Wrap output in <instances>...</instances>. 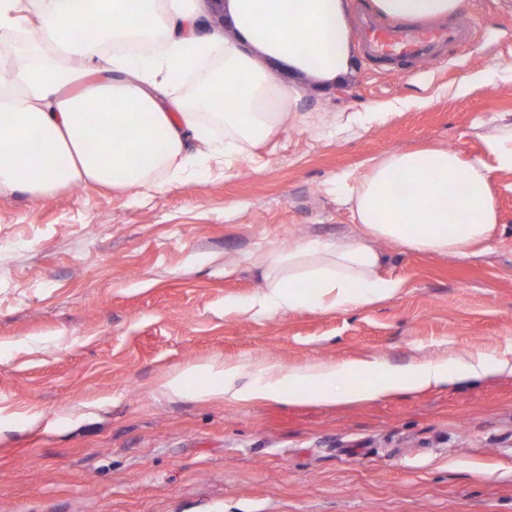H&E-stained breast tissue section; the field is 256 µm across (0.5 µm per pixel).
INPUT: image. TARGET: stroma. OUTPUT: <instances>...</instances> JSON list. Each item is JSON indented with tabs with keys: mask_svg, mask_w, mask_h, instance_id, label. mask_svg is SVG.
<instances>
[{
	"mask_svg": "<svg viewBox=\"0 0 512 512\" xmlns=\"http://www.w3.org/2000/svg\"><path fill=\"white\" fill-rule=\"evenodd\" d=\"M460 17L472 37L441 65L374 61L355 40L329 87L271 64L308 85L310 119L229 168L160 190L0 191V512H512V375L336 406L163 387L227 361L512 359L511 172L495 175L489 250L380 240L393 298L248 309L265 252L361 236L342 176L424 143L481 158L483 134L512 122V0H462Z\"/></svg>",
	"mask_w": 512,
	"mask_h": 512,
	"instance_id": "35a3bbf8",
	"label": "stroma"
}]
</instances>
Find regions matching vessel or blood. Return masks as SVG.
I'll return each instance as SVG.
<instances>
[{"label": "vessel or blood", "instance_id": "obj_1", "mask_svg": "<svg viewBox=\"0 0 512 512\" xmlns=\"http://www.w3.org/2000/svg\"><path fill=\"white\" fill-rule=\"evenodd\" d=\"M471 26L404 27L364 22L360 40L368 55L376 60L399 63L408 59L433 60L443 44L466 45Z\"/></svg>", "mask_w": 512, "mask_h": 512}]
</instances>
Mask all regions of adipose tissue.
<instances>
[{"mask_svg":"<svg viewBox=\"0 0 512 512\" xmlns=\"http://www.w3.org/2000/svg\"><path fill=\"white\" fill-rule=\"evenodd\" d=\"M371 7L391 21H428L456 14L461 0H371ZM219 8L223 27L202 32L192 0H0L1 33L25 32L29 13L41 22L10 81L0 82V189H160L167 175L226 164L305 122L297 108L305 87L281 83L267 63L324 82L345 73L350 30L342 0H221ZM89 27L96 40L81 39ZM188 79L196 91L186 99L174 87ZM219 122L224 136L217 139ZM485 149L486 158L469 162L443 146L372 159L341 195L364 237L267 252V290L252 309L340 311L392 298L402 282L385 275L379 239L459 259L489 247L499 232L493 174L512 171V123L495 127ZM452 216L457 225H449ZM492 371L512 374V361L477 354L401 367L376 359L200 364L173 372L164 386L188 395L194 376L209 375L217 383L202 390L205 398L333 405Z\"/></svg>","mask_w":512,"mask_h":512,"instance_id":"obj_1","label":"adipose tissue"}]
</instances>
